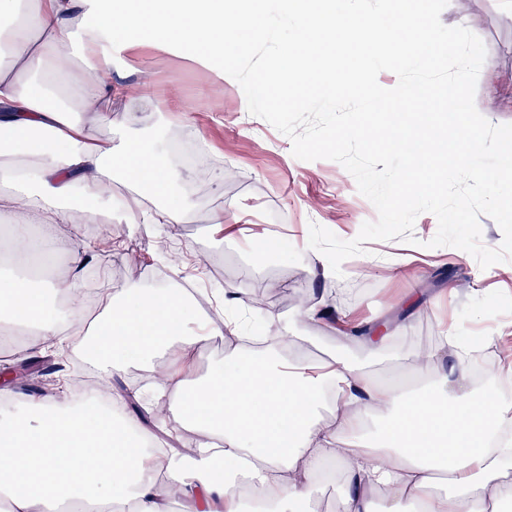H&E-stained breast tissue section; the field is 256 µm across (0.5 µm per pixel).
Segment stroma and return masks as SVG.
Returning a JSON list of instances; mask_svg holds the SVG:
<instances>
[{"label": "stroma", "instance_id": "35a3bbf8", "mask_svg": "<svg viewBox=\"0 0 512 512\" xmlns=\"http://www.w3.org/2000/svg\"><path fill=\"white\" fill-rule=\"evenodd\" d=\"M441 21L465 26L482 40L486 58L477 80L476 108L491 123H512V0H449ZM112 75L135 86L140 97L113 101L108 121L84 115L86 127L116 147L132 138L150 141L178 166L172 200H185L189 187L198 189L196 210L174 240L176 250L195 262L161 279L155 273L166 266L158 254L160 243L170 239L166 225L143 223L137 212L114 205L115 197L136 196L149 207V194L120 180L108 193L76 191L71 202L74 242L82 241L90 210L121 242L115 250L94 252L90 267L110 271L112 257L125 262L133 254L142 265L140 275H113V287L180 285L217 292L228 285L253 297L259 288L279 283L351 312L361 328L397 327L393 355L372 362L370 370L382 380L413 379L418 387L441 368L433 365L419 375L417 355L452 326L487 341L491 387L512 404V372L503 361L504 350L512 347V260L483 269L463 250L429 247L438 221L425 212L415 221L413 242L366 243L364 254L343 262L341 276L322 277V255L308 246L310 226L351 240L364 222L377 218L350 173L331 160L296 159L287 136L243 109L237 81L218 79L211 68L162 49L158 41L125 49ZM159 99L170 100L169 110H156ZM176 135L187 144H203L211 161L209 177L177 163L171 150ZM219 211L237 217L234 229L213 222ZM336 353L359 356L363 349L348 336L317 327L297 355L318 366Z\"/></svg>", "mask_w": 512, "mask_h": 512}]
</instances>
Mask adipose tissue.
<instances>
[{
    "instance_id": "adipose-tissue-1",
    "label": "adipose tissue",
    "mask_w": 512,
    "mask_h": 512,
    "mask_svg": "<svg viewBox=\"0 0 512 512\" xmlns=\"http://www.w3.org/2000/svg\"><path fill=\"white\" fill-rule=\"evenodd\" d=\"M265 0H0V216H24L51 239L72 223L67 205L75 188L95 194L121 177L147 187L165 204L149 221L177 224L193 201L167 196L176 170L153 146L133 139L121 148L97 139L72 110L51 104L45 76L73 85L82 110L101 117L133 89L112 81L115 30L129 44L156 37L170 52L232 76L228 59L246 55L230 22L261 16ZM20 69L27 81L16 79ZM73 308L51 320L40 290L0 275V315L6 332L27 335L28 347L76 346L109 366L104 387L126 358L166 357L157 387L178 428L198 438L190 451L167 443L133 442L137 420L99 415L32 396L28 415L0 423V512H59L78 502L93 512H306L309 488L334 465L341 485L336 512H502L512 485V440L497 452L488 441L512 430V408L489 389L476 390L469 337L438 340L425 365L450 359L438 383L407 395L375 379L368 361L344 355L319 369L286 357L302 341L303 325L337 326L345 312L326 301L310 305L302 325L270 319L267 348L239 354L202 378L188 361L208 342L238 334L237 312L251 297L225 298L223 323L192 334L191 299L181 288L107 293L103 312L87 322L81 289L68 291ZM330 403L328 418L318 408ZM379 421L366 434L367 418Z\"/></svg>"
}]
</instances>
